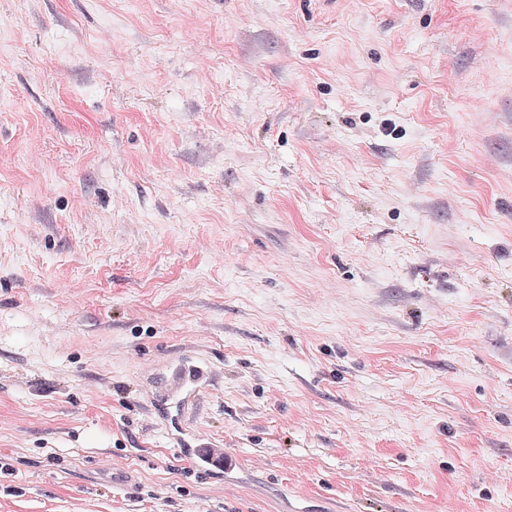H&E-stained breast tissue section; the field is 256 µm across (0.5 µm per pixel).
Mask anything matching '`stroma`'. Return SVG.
I'll return each mask as SVG.
<instances>
[{
  "label": "stroma",
  "instance_id": "1",
  "mask_svg": "<svg viewBox=\"0 0 512 512\" xmlns=\"http://www.w3.org/2000/svg\"><path fill=\"white\" fill-rule=\"evenodd\" d=\"M0 458V512H512V0H0ZM212 379V372L202 366L182 361L172 375V390L175 394L199 390ZM198 441L199 444L194 449L193 465L209 474H224L226 461L230 458L224 450V444L205 442L202 439Z\"/></svg>",
  "mask_w": 512,
  "mask_h": 512
}]
</instances>
